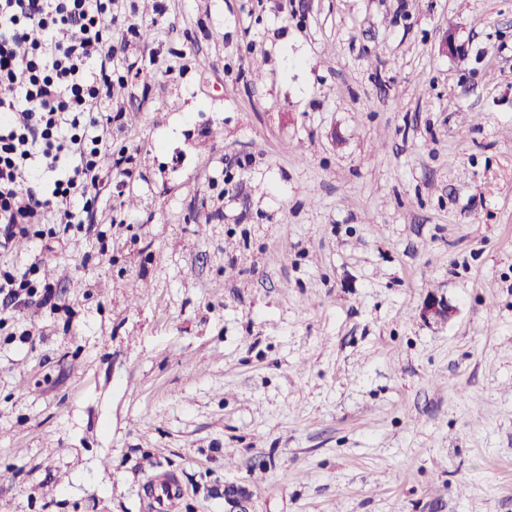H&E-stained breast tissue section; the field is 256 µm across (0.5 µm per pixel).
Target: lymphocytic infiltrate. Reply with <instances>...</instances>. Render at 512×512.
Here are the masks:
<instances>
[{
	"instance_id": "f902f5d3",
	"label": "lymphocytic infiltrate",
	"mask_w": 512,
	"mask_h": 512,
	"mask_svg": "<svg viewBox=\"0 0 512 512\" xmlns=\"http://www.w3.org/2000/svg\"><path fill=\"white\" fill-rule=\"evenodd\" d=\"M116 0H0V257L34 240L29 264L0 260V329L30 302L55 307L41 275L70 232L92 233L104 186L131 177L112 147Z\"/></svg>"
}]
</instances>
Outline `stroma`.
Instances as JSON below:
<instances>
[{"mask_svg":"<svg viewBox=\"0 0 512 512\" xmlns=\"http://www.w3.org/2000/svg\"><path fill=\"white\" fill-rule=\"evenodd\" d=\"M114 15L134 173L0 335V512H512V0ZM182 493L177 477L173 473H163L143 484L142 501L147 512H170Z\"/></svg>","mask_w":512,"mask_h":512,"instance_id":"stroma-1","label":"stroma"}]
</instances>
